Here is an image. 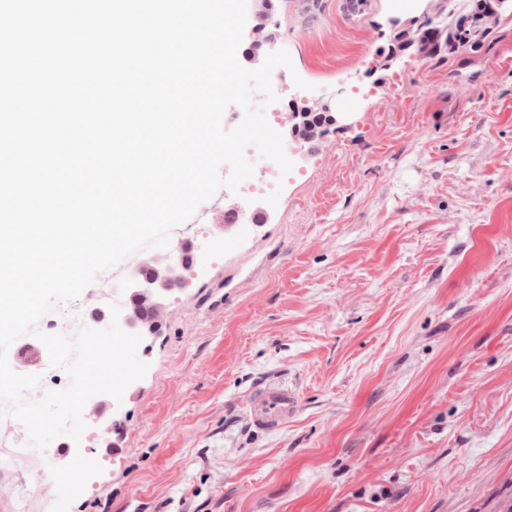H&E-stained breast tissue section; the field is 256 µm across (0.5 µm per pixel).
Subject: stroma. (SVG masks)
Masks as SVG:
<instances>
[{
    "label": "stroma",
    "instance_id": "35a3bbf8",
    "mask_svg": "<svg viewBox=\"0 0 512 512\" xmlns=\"http://www.w3.org/2000/svg\"><path fill=\"white\" fill-rule=\"evenodd\" d=\"M343 2L279 0L269 22L292 61L265 114L281 190L257 171L106 272L195 256L138 347L145 376L82 411L95 469L69 480L49 443L0 472V512H512V16L476 51L391 61L389 19L427 0H369L356 24ZM293 102L337 121L292 139ZM129 303L93 284L52 317L73 336ZM270 380L302 410L259 434L248 400Z\"/></svg>",
    "mask_w": 512,
    "mask_h": 512
}]
</instances>
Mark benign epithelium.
<instances>
[{
  "instance_id": "obj_1",
  "label": "benign epithelium",
  "mask_w": 512,
  "mask_h": 512,
  "mask_svg": "<svg viewBox=\"0 0 512 512\" xmlns=\"http://www.w3.org/2000/svg\"><path fill=\"white\" fill-rule=\"evenodd\" d=\"M496 16L494 12H478L475 15L464 16L460 23L472 24L476 32L487 28L490 19ZM395 34L393 41L400 51L413 49L415 54L425 56L431 48L429 36L417 20L411 18L403 23L393 25ZM293 124L290 132L293 136L304 141H310L323 132L324 125L336 121L333 113L326 108H296L291 112ZM187 262L181 258H172L164 270L150 265L147 274L131 282V310L122 318L121 323L126 327L142 332L144 336L154 335L159 328L161 309L160 297L182 283L179 270L186 268Z\"/></svg>"
}]
</instances>
